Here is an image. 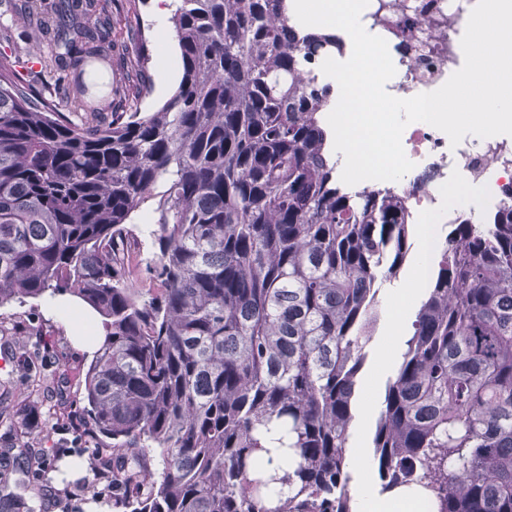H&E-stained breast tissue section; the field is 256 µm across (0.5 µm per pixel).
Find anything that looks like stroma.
Segmentation results:
<instances>
[{
    "label": "stroma",
    "mask_w": 512,
    "mask_h": 512,
    "mask_svg": "<svg viewBox=\"0 0 512 512\" xmlns=\"http://www.w3.org/2000/svg\"><path fill=\"white\" fill-rule=\"evenodd\" d=\"M28 0H0V57H6L14 71L33 89L51 98L57 111L71 113L67 95L70 68L65 63L50 65L54 48V29L36 30L30 27L23 12ZM143 28L149 38L150 59L147 71L153 80L152 94L139 102L124 101L127 111L156 110L174 91L182 74V61L177 43L165 41L163 31L171 30L169 19H157L153 0H112V36L102 50L114 62L109 82H118L129 60L125 50L127 33ZM423 247L420 236H413L412 248L396 277L384 282L378 295L379 319L375 334L366 347V361L357 385L355 420L350 437V448L370 449L372 431L383 408L386 386L394 380L401 356H394L388 366H380L379 354L391 319V297L397 288L411 278L421 260ZM25 348L29 358L40 360L43 376L37 386L26 383V371L16 360L18 348ZM0 352L11 356L9 375L14 389L11 397L13 410L19 417H27L37 410L35 426L23 425L11 430L0 429V452L31 449L43 452L53 447L60 425L49 417L48 410L60 398H74L79 390L90 356L76 350L62 323L45 315L43 303L27 300L0 307ZM51 464L40 476L31 478L20 466H13L8 481L19 496L38 498L43 512H60L54 499L57 489L92 479L88 455H51Z\"/></svg>",
    "instance_id": "obj_1"
}]
</instances>
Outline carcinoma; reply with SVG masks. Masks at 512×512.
Here are the masks:
<instances>
[{
  "label": "carcinoma",
  "instance_id": "1",
  "mask_svg": "<svg viewBox=\"0 0 512 512\" xmlns=\"http://www.w3.org/2000/svg\"><path fill=\"white\" fill-rule=\"evenodd\" d=\"M111 3L85 0L100 21L54 60L110 64ZM172 23L183 72L154 112L106 113L81 68L75 123L0 57V305L65 293L101 318L79 415L112 440L121 512H352L376 284L412 225L391 195L338 181L330 86L305 70L338 35L298 25L288 0H177ZM131 41L120 88L137 101L144 30ZM433 265L373 435L381 490L512 512V205L459 218ZM0 512L37 510L0 482Z\"/></svg>",
  "mask_w": 512,
  "mask_h": 512
}]
</instances>
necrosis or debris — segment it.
I'll return each mask as SVG.
<instances>
[{
	"mask_svg": "<svg viewBox=\"0 0 512 512\" xmlns=\"http://www.w3.org/2000/svg\"><path fill=\"white\" fill-rule=\"evenodd\" d=\"M425 15L414 12L418 0H369L362 24L384 38L399 78L388 92L410 98L441 87L460 69L457 38L477 0H428ZM406 156L414 167L401 180L376 182V190L399 198L410 223L452 224L470 206L449 207L448 187L464 182L481 188L485 212L512 202V136L481 140L464 138L451 146L448 136L435 127L414 122L402 135Z\"/></svg>",
	"mask_w": 512,
	"mask_h": 512,
	"instance_id": "1",
	"label": "necrosis or debris"
}]
</instances>
